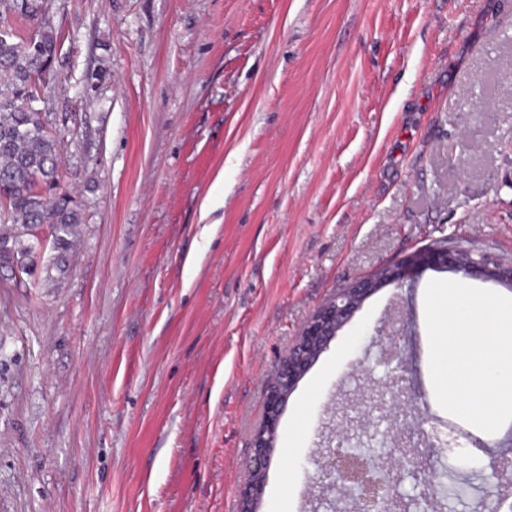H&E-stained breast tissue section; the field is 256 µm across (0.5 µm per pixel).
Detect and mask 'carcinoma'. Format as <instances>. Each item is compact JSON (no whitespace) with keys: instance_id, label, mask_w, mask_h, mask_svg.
I'll use <instances>...</instances> for the list:
<instances>
[{"instance_id":"carcinoma-1","label":"carcinoma","mask_w":512,"mask_h":512,"mask_svg":"<svg viewBox=\"0 0 512 512\" xmlns=\"http://www.w3.org/2000/svg\"><path fill=\"white\" fill-rule=\"evenodd\" d=\"M21 10L33 26V44L20 49L26 38L17 34L10 22L13 12L0 5V30L11 35L0 39V196L6 199L8 214L1 224L11 225L0 231V264L25 266L27 252L16 248V230H32L41 224L57 225V261L65 267L70 227L79 223V214L67 196L44 201L38 192L40 183L59 182L58 140L47 129L44 113L28 107L25 99L32 95L34 81L49 80L53 70L59 34L53 29L44 0H24Z\"/></svg>"}]
</instances>
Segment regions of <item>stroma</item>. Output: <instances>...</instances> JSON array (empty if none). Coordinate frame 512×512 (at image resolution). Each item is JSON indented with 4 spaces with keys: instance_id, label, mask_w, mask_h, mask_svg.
Wrapping results in <instances>:
<instances>
[{
    "instance_id": "obj_1",
    "label": "stroma",
    "mask_w": 512,
    "mask_h": 512,
    "mask_svg": "<svg viewBox=\"0 0 512 512\" xmlns=\"http://www.w3.org/2000/svg\"><path fill=\"white\" fill-rule=\"evenodd\" d=\"M40 107L80 214L64 271L0 267V512H238L267 390L337 288L464 237L512 258V0H48ZM424 264L300 379L259 512L315 507L316 461L383 377L437 417ZM493 482L434 495L477 512Z\"/></svg>"
}]
</instances>
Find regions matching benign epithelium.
<instances>
[{
  "instance_id": "benign-epithelium-1",
  "label": "benign epithelium",
  "mask_w": 512,
  "mask_h": 512,
  "mask_svg": "<svg viewBox=\"0 0 512 512\" xmlns=\"http://www.w3.org/2000/svg\"><path fill=\"white\" fill-rule=\"evenodd\" d=\"M425 259L431 263H448L468 276H479L512 285V261L493 257L472 247H448L442 253L427 251ZM410 263L389 264L380 267V273L360 279L341 290L327 304L320 307L305 325L299 338L288 351L287 358L277 369L266 398L265 426L253 436V455L248 464V477L239 491L240 512H254L261 495L257 477L265 476L274 451V423L288 403L297 383L317 361L336 334L352 319L367 298L380 288L405 279ZM403 319L394 313L388 322L376 331L382 339L392 340L398 335ZM403 366L396 364L385 377L375 381L364 391L361 414L366 415L376 406H385L391 399L393 422L396 428L394 446L397 453L385 459L369 453L361 454L348 447L350 426L336 430V445L324 450L316 461L319 482L333 495L335 512H405L409 504L396 492V478L409 467L423 473V484L434 485V462L441 456L434 439L425 440V448H406L403 440L410 434L408 418L419 413L415 397L403 386ZM487 467L490 477L506 487L512 486V459L501 456L490 459Z\"/></svg>"
}]
</instances>
